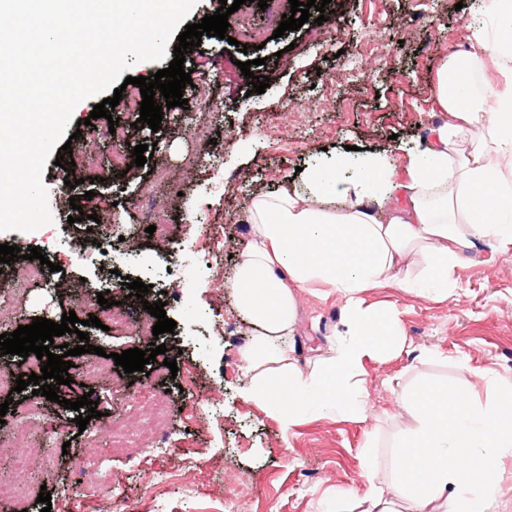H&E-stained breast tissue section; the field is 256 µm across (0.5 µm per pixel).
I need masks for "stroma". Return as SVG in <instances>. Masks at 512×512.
I'll return each instance as SVG.
<instances>
[{
    "label": "stroma",
    "instance_id": "obj_1",
    "mask_svg": "<svg viewBox=\"0 0 512 512\" xmlns=\"http://www.w3.org/2000/svg\"><path fill=\"white\" fill-rule=\"evenodd\" d=\"M477 0H332L327 22H306L274 37L277 25L253 9L237 17L240 30L260 28L271 36L259 50L240 51L227 40L203 37L191 53L193 85L184 97L181 127L162 120L159 130L133 127V117L115 107L125 136H105L108 120L79 127L94 102L79 103L67 133H81L93 146L72 152L87 215L119 223L107 238L112 268L104 270L93 233L68 221L70 187L46 163L42 181L54 224L27 233L0 232V244L36 246L58 264L41 280L14 287L0 274V314L31 324L43 317L61 321L75 312L88 319V306L73 293L111 291L126 301L119 276L150 285L164 300L174 332L159 335L166 362L145 371L88 380L85 356L72 357V384L59 402L23 390L5 396L9 410L0 424V452L9 453L12 433L23 421L53 419L56 431H36L32 446L52 458L34 468L51 494V512H108L112 500L125 512H349L371 486L389 482L392 460L409 420L401 408L411 389L423 383L448 385L479 398L495 396L485 377H512V247L477 250L454 271L447 299L432 300L396 287L366 294L370 304L398 312L407 352L366 362L369 391L362 419L314 416L286 427L275 415L246 400L249 383L238 355L250 328L235 306L230 282L249 239L246 200L257 191L289 186L303 190L301 170L327 167L336 154L355 158L357 149L390 154L403 172L408 154L420 151L435 117L430 110L436 73L467 49ZM257 60L253 73L269 77L265 93H249L239 65ZM360 77H353L352 68ZM148 144L152 155L127 174L114 171L113 154H132ZM94 184H87V177ZM161 209L164 241L142 235L150 208ZM343 299L300 294L297 364L327 355L334 341ZM176 369H169V362ZM149 389L170 406L159 447L140 449L135 462L109 452L113 419L129 415L132 399ZM216 402L194 410L199 394ZM90 395L99 415L86 428L63 400ZM102 460L93 495L80 489V466Z\"/></svg>",
    "mask_w": 512,
    "mask_h": 512
}]
</instances>
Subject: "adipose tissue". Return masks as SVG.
Segmentation results:
<instances>
[{"mask_svg":"<svg viewBox=\"0 0 512 512\" xmlns=\"http://www.w3.org/2000/svg\"><path fill=\"white\" fill-rule=\"evenodd\" d=\"M481 11L468 50L438 74L430 102L438 120L404 176L385 154L371 153L356 178L313 169L306 191L258 193L245 204L251 240L233 281L254 330L240 349L253 374L245 397L286 426L364 408V362L403 351L396 310L367 304L366 292L395 284L444 299L467 253L512 245V0H482ZM413 254L427 273L417 287L401 276ZM311 286L341 295L345 309L331 356L304 371L290 340L299 294ZM403 410L411 425L393 492L372 487L359 512H488L498 500V467L512 460V380L485 402L425 384ZM465 454L484 462L469 482L459 466Z\"/></svg>","mask_w":512,"mask_h":512,"instance_id":"obj_1","label":"adipose tissue"}]
</instances>
